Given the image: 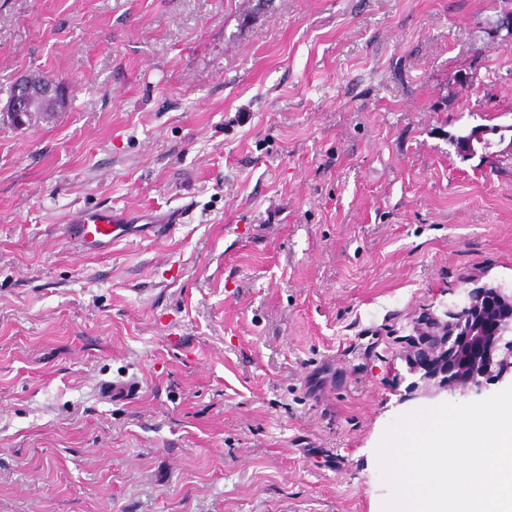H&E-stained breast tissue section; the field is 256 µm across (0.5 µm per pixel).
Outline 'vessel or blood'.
Segmentation results:
<instances>
[{"label": "vessel or blood", "instance_id": "obj_1", "mask_svg": "<svg viewBox=\"0 0 512 512\" xmlns=\"http://www.w3.org/2000/svg\"><path fill=\"white\" fill-rule=\"evenodd\" d=\"M66 237L73 247L89 255L111 251L118 242L135 235L127 213L111 209H88L67 224Z\"/></svg>", "mask_w": 512, "mask_h": 512}]
</instances>
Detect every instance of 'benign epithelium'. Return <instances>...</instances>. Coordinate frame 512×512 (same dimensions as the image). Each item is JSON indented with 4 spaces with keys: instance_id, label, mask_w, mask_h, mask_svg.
Returning a JSON list of instances; mask_svg holds the SVG:
<instances>
[{
    "instance_id": "7a95c632",
    "label": "benign epithelium",
    "mask_w": 512,
    "mask_h": 512,
    "mask_svg": "<svg viewBox=\"0 0 512 512\" xmlns=\"http://www.w3.org/2000/svg\"><path fill=\"white\" fill-rule=\"evenodd\" d=\"M70 94L65 82L29 75L14 84L8 117L23 129L34 104L60 112ZM482 278L471 277L473 287L464 289L461 303L443 304L413 319L410 333L399 339L396 358L415 377L410 390L417 396L465 395L512 375V287Z\"/></svg>"
}]
</instances>
